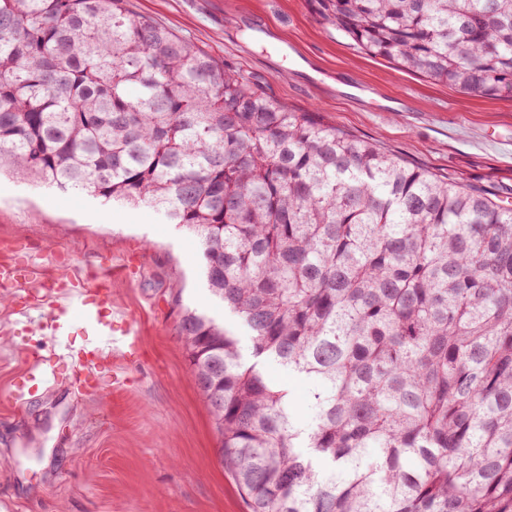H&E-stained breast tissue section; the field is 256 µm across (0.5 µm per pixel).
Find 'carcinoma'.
<instances>
[{"instance_id": "cac0c4a2", "label": "carcinoma", "mask_w": 512, "mask_h": 512, "mask_svg": "<svg viewBox=\"0 0 512 512\" xmlns=\"http://www.w3.org/2000/svg\"><path fill=\"white\" fill-rule=\"evenodd\" d=\"M373 57L512 88V0H315ZM136 89L131 94L130 89ZM195 234L196 383L250 512H512V208L262 92L123 0H0V171ZM306 381L308 417L259 367Z\"/></svg>"}]
</instances>
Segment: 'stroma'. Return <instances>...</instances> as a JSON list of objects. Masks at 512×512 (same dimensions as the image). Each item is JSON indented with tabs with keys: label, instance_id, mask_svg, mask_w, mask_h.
Listing matches in <instances>:
<instances>
[{
	"label": "stroma",
	"instance_id": "stroma-1",
	"mask_svg": "<svg viewBox=\"0 0 512 512\" xmlns=\"http://www.w3.org/2000/svg\"><path fill=\"white\" fill-rule=\"evenodd\" d=\"M273 99L512 206V91L478 98L368 56L313 0H125ZM108 293L131 342L84 373L80 332L35 325L56 295L0 289V512H250L180 336L183 308L249 336L210 295L198 238L155 209L0 178V264L18 253ZM42 356L55 378L32 384Z\"/></svg>",
	"mask_w": 512,
	"mask_h": 512
}]
</instances>
